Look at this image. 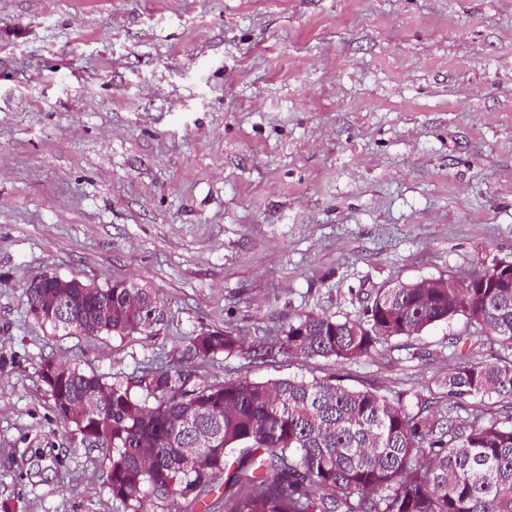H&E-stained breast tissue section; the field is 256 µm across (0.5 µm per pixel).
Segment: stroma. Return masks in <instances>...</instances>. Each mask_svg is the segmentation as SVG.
Listing matches in <instances>:
<instances>
[{
    "label": "stroma",
    "instance_id": "35a3bbf8",
    "mask_svg": "<svg viewBox=\"0 0 512 512\" xmlns=\"http://www.w3.org/2000/svg\"><path fill=\"white\" fill-rule=\"evenodd\" d=\"M512 260V0H0V503L125 512L39 375L110 382L181 366L221 328L241 349L197 382L335 379L443 413L466 353L512 357L458 317L335 361L273 353L314 312ZM127 280L157 335L52 332L43 273ZM463 338V350L451 341Z\"/></svg>",
    "mask_w": 512,
    "mask_h": 512
}]
</instances>
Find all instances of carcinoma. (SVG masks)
I'll return each mask as SVG.
<instances>
[{
  "mask_svg": "<svg viewBox=\"0 0 512 512\" xmlns=\"http://www.w3.org/2000/svg\"><path fill=\"white\" fill-rule=\"evenodd\" d=\"M49 288H26L28 312ZM463 316L512 346V272L491 265L466 287L399 284L377 292L360 319L308 313L270 350L350 360L379 340L411 337ZM167 318L156 291L112 281L84 308L41 313L37 321L88 336L154 335ZM243 347L222 329L189 339L184 355L205 361ZM144 390L139 393L133 387ZM457 400L495 396L512 406V360L465 357L444 379ZM90 387L103 403L72 414ZM56 415L81 444L108 450L106 483L130 512L178 498L193 506L224 480V512H512V414L482 421L414 413L401 400L330 380L247 379L200 384L183 369H161L108 383L71 369L51 392Z\"/></svg>",
  "mask_w": 512,
  "mask_h": 512,
  "instance_id": "1",
  "label": "carcinoma"
}]
</instances>
